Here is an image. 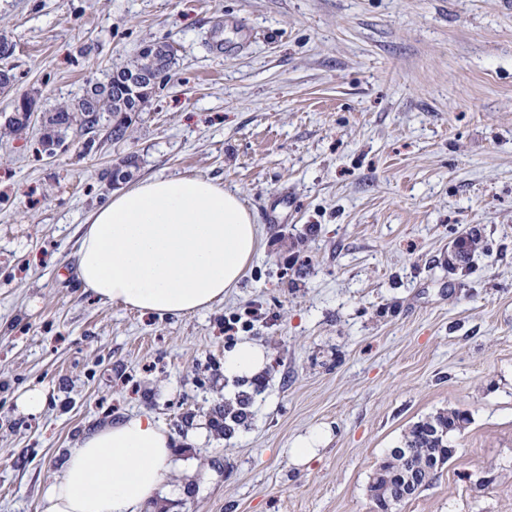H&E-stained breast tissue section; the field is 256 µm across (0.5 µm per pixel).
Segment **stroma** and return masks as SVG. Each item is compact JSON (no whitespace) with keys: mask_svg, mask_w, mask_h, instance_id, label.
Masks as SVG:
<instances>
[{"mask_svg":"<svg viewBox=\"0 0 512 512\" xmlns=\"http://www.w3.org/2000/svg\"><path fill=\"white\" fill-rule=\"evenodd\" d=\"M26 133L0 138V512H41L90 426L148 414L184 469L143 512H372L415 422H469L399 512H512V0H0ZM154 42L171 76L133 135L44 124ZM136 165L112 185L126 155ZM152 176L223 184L259 250L211 309L161 318L81 288V226ZM478 231L466 270L448 259ZM269 363L224 383L230 317ZM48 388L35 416L18 394ZM246 399L231 433L217 423ZM322 426L307 463L288 450Z\"/></svg>","mask_w":512,"mask_h":512,"instance_id":"stroma-1","label":"stroma"}]
</instances>
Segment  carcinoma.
<instances>
[{
	"instance_id": "cac0c4a2",
	"label": "carcinoma",
	"mask_w": 512,
	"mask_h": 512,
	"mask_svg": "<svg viewBox=\"0 0 512 512\" xmlns=\"http://www.w3.org/2000/svg\"><path fill=\"white\" fill-rule=\"evenodd\" d=\"M174 53L166 45L147 44L140 55L125 66H117L104 82H97L87 88L79 103L71 107L60 105L49 120V126L78 125L91 129L98 124L100 113L112 114V141H126L130 137L132 112L144 108L150 101L156 87L170 77L174 64ZM140 67L149 76L148 90L136 91L126 84V72ZM487 244L481 234L473 230L458 239L452 267L466 266L475 255L484 252ZM465 415L448 409L414 423L404 433L402 445L394 448L378 464L374 477L368 486L370 498L377 507L395 502L402 504L413 497L407 492L408 482H413L419 491L435 479L439 470L448 463L449 437L463 428Z\"/></svg>"
}]
</instances>
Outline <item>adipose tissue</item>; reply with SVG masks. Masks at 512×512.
<instances>
[{"mask_svg": "<svg viewBox=\"0 0 512 512\" xmlns=\"http://www.w3.org/2000/svg\"><path fill=\"white\" fill-rule=\"evenodd\" d=\"M260 243L241 199L201 177H154L113 194L82 227L78 278L104 304L180 317L223 301ZM262 344L224 352L227 382L258 376ZM167 427L148 415L94 425L43 493L42 512H142L177 468Z\"/></svg>", "mask_w": 512, "mask_h": 512, "instance_id": "adipose-tissue-1", "label": "adipose tissue"}]
</instances>
